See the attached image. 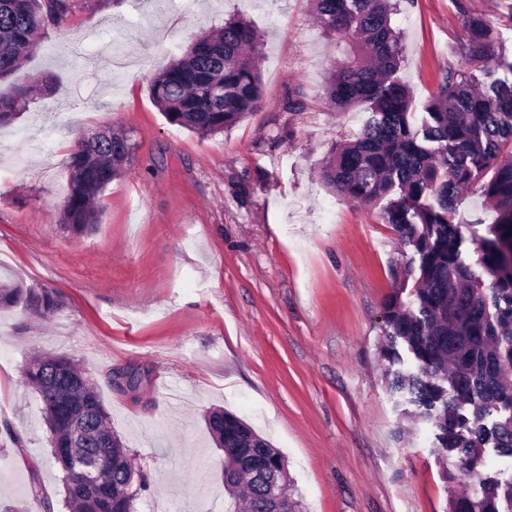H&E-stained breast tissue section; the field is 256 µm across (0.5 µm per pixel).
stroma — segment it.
I'll use <instances>...</instances> for the list:
<instances>
[{"label": "stroma", "instance_id": "obj_1", "mask_svg": "<svg viewBox=\"0 0 512 512\" xmlns=\"http://www.w3.org/2000/svg\"><path fill=\"white\" fill-rule=\"evenodd\" d=\"M78 0L69 24L0 90L51 74L59 88L0 129L1 270L54 289L47 320L0 313V418L25 439L0 456V512H44L28 495L30 461L65 512L48 459L38 394L22 369L36 352L90 370L113 430L147 478L137 512H226L206 411L233 413L288 463L306 512H443L429 425L405 418L386 391L380 354L391 268L400 246L370 206L329 192L319 173L332 146L358 132L366 106L331 110L340 54L311 0ZM244 16L260 38L264 104L224 135L200 138L161 114L149 85L201 32ZM512 44V0H401L391 17L412 123L456 63L470 19ZM297 111L284 110L287 100ZM136 145L100 197L99 222L76 237L62 204L75 138L110 127ZM146 372L117 393L108 373Z\"/></svg>", "mask_w": 512, "mask_h": 512}]
</instances>
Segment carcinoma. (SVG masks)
<instances>
[{"label": "carcinoma", "mask_w": 512, "mask_h": 512, "mask_svg": "<svg viewBox=\"0 0 512 512\" xmlns=\"http://www.w3.org/2000/svg\"><path fill=\"white\" fill-rule=\"evenodd\" d=\"M76 0H0V78L20 69L36 50V35L63 26ZM392 0H314V20L336 38L343 59L328 77L326 99L336 111L369 104L370 118L353 139L332 151L323 185L359 204L386 201L384 220L413 248L414 258L392 269L396 288L385 304L382 380L415 406L407 415L435 429L443 478L463 477L470 490L449 496L445 512H512V479L483 473L486 448L512 455V83L494 77L489 62L512 68L500 38L479 20L468 26L459 64L440 77L420 126L410 122L411 98L396 76L401 42L391 26ZM256 29L238 16L216 33L199 34L153 79L150 93L166 120L216 137L261 107L263 85L251 53ZM30 89L0 92V128L20 118ZM130 137L99 131L79 138L68 154L70 172L63 225L75 236L97 222L93 201L129 161ZM478 188L494 209L486 234L472 232V253L456 222L462 194ZM413 289H408L409 281ZM21 306L48 316L58 310L54 290L27 288L0 277V310ZM412 358L404 368L400 349ZM39 394L49 454L61 470L73 512H135L145 477L128 483L129 450L83 363L68 355L33 357L23 370ZM141 386L135 369L109 373ZM223 450L224 492L241 495L246 512H267L268 472L288 495V512H302L288 464L279 450L222 408L205 418ZM5 442L23 451V437L0 420ZM29 495L47 503L32 470Z\"/></svg>", "instance_id": "1"}]
</instances>
